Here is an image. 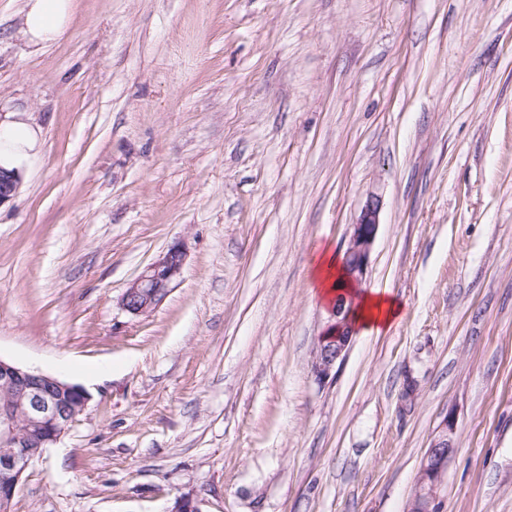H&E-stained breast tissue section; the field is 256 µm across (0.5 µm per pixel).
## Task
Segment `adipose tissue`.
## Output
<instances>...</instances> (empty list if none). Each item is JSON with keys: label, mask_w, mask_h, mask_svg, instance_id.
<instances>
[{"label": "adipose tissue", "mask_w": 512, "mask_h": 512, "mask_svg": "<svg viewBox=\"0 0 512 512\" xmlns=\"http://www.w3.org/2000/svg\"><path fill=\"white\" fill-rule=\"evenodd\" d=\"M72 14L71 0H26L24 32L38 44L63 37ZM37 146V137L24 122L0 119V167L19 169ZM312 282L321 300L332 303L350 296L356 327L367 334H381L401 318L403 306L391 295L377 289L354 286L344 274L337 253L323 249L313 260Z\"/></svg>", "instance_id": "adipose-tissue-1"}]
</instances>
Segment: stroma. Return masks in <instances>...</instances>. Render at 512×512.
Returning <instances> with one entry per match:
<instances>
[{
	"mask_svg": "<svg viewBox=\"0 0 512 512\" xmlns=\"http://www.w3.org/2000/svg\"><path fill=\"white\" fill-rule=\"evenodd\" d=\"M0 0V116L40 146L0 206V359L86 409L11 512H512V0ZM364 285L404 305L310 373L316 250L369 197ZM153 311L120 306L174 243ZM24 33L36 44L63 37L72 14L71 0H25ZM448 431H452V423L445 419L440 425L439 435L433 440L424 456L412 512H436L432 504L448 463V455L452 450Z\"/></svg>",
	"mask_w": 512,
	"mask_h": 512,
	"instance_id": "stroma-1",
	"label": "stroma"
}]
</instances>
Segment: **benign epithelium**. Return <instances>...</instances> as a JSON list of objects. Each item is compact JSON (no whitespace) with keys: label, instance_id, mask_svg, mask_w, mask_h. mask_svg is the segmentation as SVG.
Here are the masks:
<instances>
[{"label":"benign epithelium","instance_id":"7a95c632","mask_svg":"<svg viewBox=\"0 0 512 512\" xmlns=\"http://www.w3.org/2000/svg\"><path fill=\"white\" fill-rule=\"evenodd\" d=\"M19 174L0 168V205L10 201L18 188ZM379 227V200L367 199L352 225L342 265L348 279L359 284L365 278L371 249ZM185 252L178 244L170 246L126 288L121 307L139 316L155 309L169 295L180 278ZM355 336V328L344 304L330 310V320L318 336L311 361V373L319 383L327 380L345 359ZM0 512H10L12 499L23 474L43 449L57 443L73 420L84 411L89 394L77 384L42 372L19 367L0 359ZM444 420L439 435L428 448L421 467L411 512H435L432 504L452 450ZM166 512H201L189 494L175 498Z\"/></svg>","mask_w":512,"mask_h":512}]
</instances>
